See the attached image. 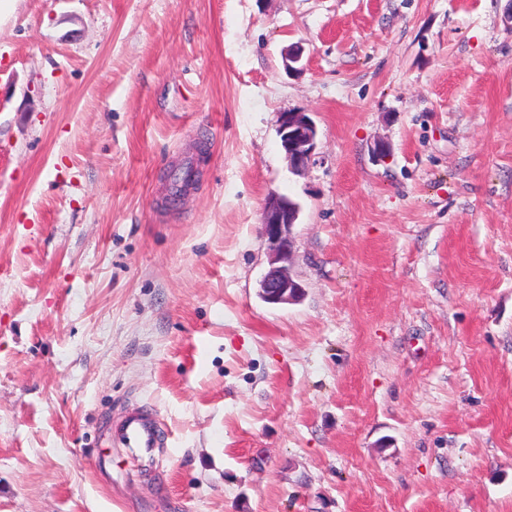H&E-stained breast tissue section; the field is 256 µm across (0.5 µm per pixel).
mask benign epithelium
I'll list each match as a JSON object with an SVG mask.
<instances>
[{
    "instance_id": "benign-epithelium-1",
    "label": "benign epithelium",
    "mask_w": 512,
    "mask_h": 512,
    "mask_svg": "<svg viewBox=\"0 0 512 512\" xmlns=\"http://www.w3.org/2000/svg\"><path fill=\"white\" fill-rule=\"evenodd\" d=\"M286 73L301 70L302 52L297 46L282 54ZM280 147L290 170L304 173L312 162L317 145V126L305 112H282L277 119ZM300 207L290 198L270 195L262 208L261 229L267 246L268 270L259 284L260 298L276 307L298 303L305 287L294 271V227Z\"/></svg>"
}]
</instances>
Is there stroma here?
<instances>
[{"label": "stroma", "instance_id": "35a3bbf8", "mask_svg": "<svg viewBox=\"0 0 512 512\" xmlns=\"http://www.w3.org/2000/svg\"><path fill=\"white\" fill-rule=\"evenodd\" d=\"M0 512H512V0H12ZM280 147L290 170L304 173L317 145V126L305 112H282L277 119ZM299 214L300 207L279 194L270 195L262 208L260 223L267 246L268 270L260 281L258 295L272 306L296 304L305 293L294 271V227ZM114 439L135 456L153 457L161 445L158 419L147 411H132L113 425Z\"/></svg>", "mask_w": 512, "mask_h": 512}]
</instances>
